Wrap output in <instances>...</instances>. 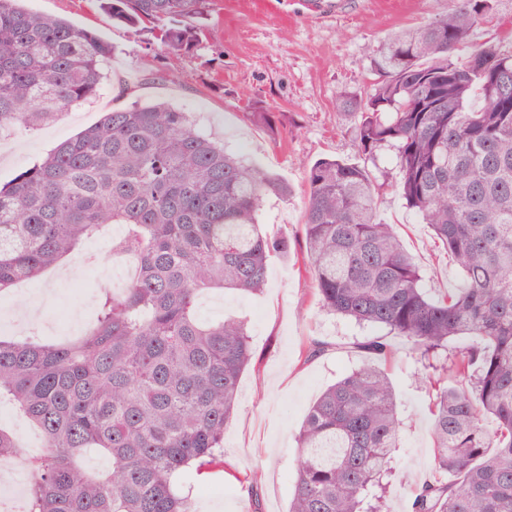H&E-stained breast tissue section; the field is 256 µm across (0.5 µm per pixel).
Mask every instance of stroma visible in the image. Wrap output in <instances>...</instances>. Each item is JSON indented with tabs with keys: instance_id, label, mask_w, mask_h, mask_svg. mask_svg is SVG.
Here are the masks:
<instances>
[{
	"instance_id": "obj_1",
	"label": "stroma",
	"mask_w": 512,
	"mask_h": 512,
	"mask_svg": "<svg viewBox=\"0 0 512 512\" xmlns=\"http://www.w3.org/2000/svg\"><path fill=\"white\" fill-rule=\"evenodd\" d=\"M452 6V0H342L339 9L321 12L314 0H209L196 21L201 44L173 55L154 44L150 32L113 22L98 0H25L29 11L95 32L112 53L99 96L69 108L49 126L0 139V187L104 113L157 101L189 112L198 130L290 187L288 197L268 193L260 201L263 232L287 238L289 246L288 255L269 259L262 292H210L197 304L203 321L243 319L254 359L241 376L238 406L224 429L226 468L194 469L177 483L195 512H287L295 435L308 407L364 363L358 341L381 335V328L319 307L302 258L307 177L322 158L364 164L355 140L357 121L339 113L338 97L367 90L374 80L370 58L390 35L444 16ZM262 110L275 113L276 126L259 120ZM372 172L382 184L378 217L394 225L431 295L458 287L459 269L395 191L393 151H383ZM36 286L52 295L32 322L43 340L71 341L93 327L103 294L90 277L63 280L51 269ZM311 337L329 348L307 362L301 349ZM393 346L394 354L379 365L395 388L404 430L387 509L411 512L415 488L432 475L430 398L415 380L417 365L401 341ZM249 470L259 473L252 496L234 478Z\"/></svg>"
}]
</instances>
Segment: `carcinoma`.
I'll return each instance as SVG.
<instances>
[{
  "label": "carcinoma",
  "instance_id": "obj_1",
  "mask_svg": "<svg viewBox=\"0 0 512 512\" xmlns=\"http://www.w3.org/2000/svg\"><path fill=\"white\" fill-rule=\"evenodd\" d=\"M0 0V135L36 130L103 90L110 46L67 21ZM208 0H104L112 20L154 24L169 53L199 41ZM490 0H455L395 33L372 58L379 81L337 109L359 116L358 151L395 150V187L459 266L435 298L392 225L376 218L369 170L321 159L308 175L304 261L321 309L385 328L421 364L431 393L432 479L412 512H512V43H475ZM288 184L241 161L164 104L106 113L0 188V293L32 281L108 224L134 257L123 294L91 330L59 344L0 338V399L44 440L24 460L26 512H194L174 479L224 467L253 351L244 322H201L199 296L258 293L288 244L261 232L265 193ZM470 338L463 347L450 342ZM384 359L381 336L357 343ZM402 421L393 386L366 363L309 407L296 437L289 512H381ZM90 448L103 474L82 461ZM21 459L0 427V465Z\"/></svg>",
  "mask_w": 512,
  "mask_h": 512
}]
</instances>
